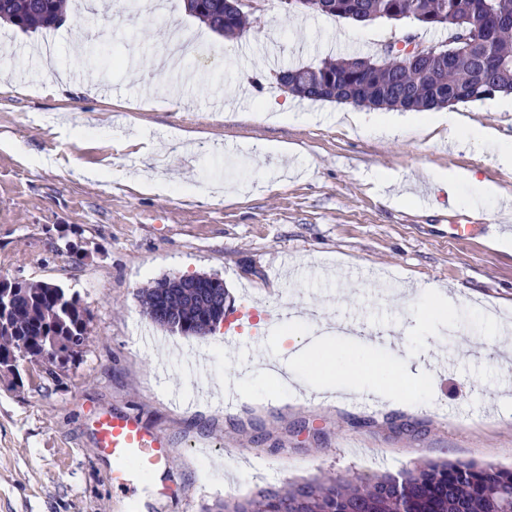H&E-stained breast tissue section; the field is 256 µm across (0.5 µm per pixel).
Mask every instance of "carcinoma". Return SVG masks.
I'll use <instances>...</instances> for the list:
<instances>
[{
	"label": "carcinoma",
	"instance_id": "obj_1",
	"mask_svg": "<svg viewBox=\"0 0 512 512\" xmlns=\"http://www.w3.org/2000/svg\"><path fill=\"white\" fill-rule=\"evenodd\" d=\"M225 0H196L200 21L211 31L238 38L249 15L224 7ZM303 12L338 19L358 15L411 20L425 29L481 22L470 50L428 66L373 57L324 59L311 67L314 83L292 95L310 101H358L377 110L425 112L450 102L482 101L512 91V0H285ZM65 0H0V20L21 29H57ZM224 281L206 275L166 276L142 292L145 315L184 336H207L224 321ZM89 312L79 296L50 282H23L0 289V371L14 373L20 354L68 363L81 352ZM512 510V468L471 462H428L396 475L322 476L261 489L204 512H508Z\"/></svg>",
	"mask_w": 512,
	"mask_h": 512
}]
</instances>
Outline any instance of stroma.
Listing matches in <instances>:
<instances>
[{
  "label": "stroma",
  "mask_w": 512,
  "mask_h": 512,
  "mask_svg": "<svg viewBox=\"0 0 512 512\" xmlns=\"http://www.w3.org/2000/svg\"><path fill=\"white\" fill-rule=\"evenodd\" d=\"M69 10L55 39L63 88L0 91V279L49 281L77 293L90 313L88 341L44 379L25 365L24 385L0 372V512H129L112 492V463L93 453L87 408L139 414L176 450L170 494L147 512H202L267 487L322 475L398 473L427 461L512 467V346L487 333L480 313L512 316V208L449 194L442 176L468 170L512 199V173L474 141L449 144L429 112H395L418 134L380 139L348 132L340 106L289 96L279 71L329 56H372L403 35L447 41L444 29L410 21L337 20L261 0L233 52L174 0L160 18L125 10ZM202 35L204 69L182 87L154 72L167 34ZM43 34L0 23V80L26 77L40 61ZM252 72L246 108L219 111L236 74ZM109 83L112 96L95 93ZM181 95H174L175 87ZM288 105L278 121L260 117L266 97ZM182 140L169 141V129ZM263 140L287 157L253 153ZM101 173L98 181L83 172ZM158 176L168 195L138 190ZM452 224L469 225L452 237ZM78 244L82 264L63 249ZM224 281L244 314L242 345L170 332L144 314L142 289L165 276ZM446 289L447 316L426 314L428 294ZM353 324L385 359L416 348L414 377L399 378L404 404L366 394L291 390L255 379L257 361L277 353L288 322ZM468 329L458 353L449 329ZM202 357L207 373L190 372ZM254 381L225 411L223 369ZM433 376L422 395L417 374Z\"/></svg>",
  "instance_id": "35a3bbf8"
}]
</instances>
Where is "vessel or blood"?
<instances>
[{
	"mask_svg": "<svg viewBox=\"0 0 512 512\" xmlns=\"http://www.w3.org/2000/svg\"><path fill=\"white\" fill-rule=\"evenodd\" d=\"M91 416L93 452L111 460L112 486L128 500L131 512H139L143 500L166 498L176 454L166 436L136 415L99 408Z\"/></svg>",
	"mask_w": 512,
	"mask_h": 512,
	"instance_id": "b4317fda",
	"label": "vessel or blood"
}]
</instances>
